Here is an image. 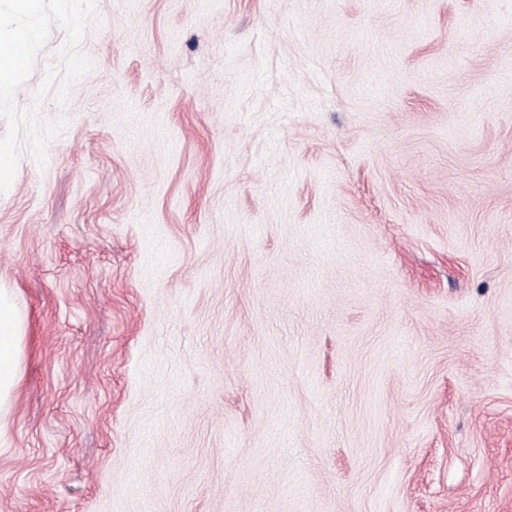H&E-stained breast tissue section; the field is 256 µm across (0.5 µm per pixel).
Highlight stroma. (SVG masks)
<instances>
[{"instance_id": "35a3bbf8", "label": "stroma", "mask_w": 512, "mask_h": 512, "mask_svg": "<svg viewBox=\"0 0 512 512\" xmlns=\"http://www.w3.org/2000/svg\"><path fill=\"white\" fill-rule=\"evenodd\" d=\"M0 195V512H512V0H97ZM26 318L14 290L0 285V436L9 427L8 406L22 382Z\"/></svg>"}]
</instances>
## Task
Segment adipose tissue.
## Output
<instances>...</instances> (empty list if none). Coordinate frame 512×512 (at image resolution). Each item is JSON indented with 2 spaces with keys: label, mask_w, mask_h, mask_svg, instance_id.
<instances>
[{
  "label": "adipose tissue",
  "mask_w": 512,
  "mask_h": 512,
  "mask_svg": "<svg viewBox=\"0 0 512 512\" xmlns=\"http://www.w3.org/2000/svg\"><path fill=\"white\" fill-rule=\"evenodd\" d=\"M26 318L13 289L0 285V435L9 427L8 406L22 382Z\"/></svg>",
  "instance_id": "ef3b65f1"
}]
</instances>
